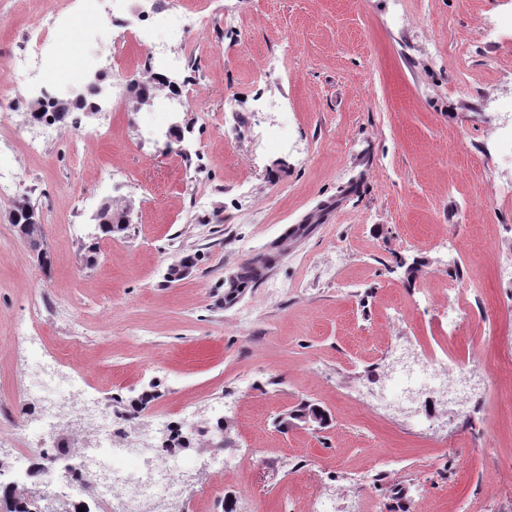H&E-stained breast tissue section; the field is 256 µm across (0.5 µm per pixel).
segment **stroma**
<instances>
[{"label": "stroma", "mask_w": 512, "mask_h": 512, "mask_svg": "<svg viewBox=\"0 0 512 512\" xmlns=\"http://www.w3.org/2000/svg\"><path fill=\"white\" fill-rule=\"evenodd\" d=\"M174 10L209 18L170 72L181 106L162 85L105 98L34 152L38 88L0 97L20 174L0 183V457L53 447L24 430L55 361L130 434L228 423L218 453L191 434L163 512H512V0H123L116 28L74 0H0V58L66 13L45 62L74 87ZM23 198L48 268L8 220ZM106 201L130 213L109 236ZM394 345L474 375L471 395L428 415L390 399ZM305 402L326 427L283 426Z\"/></svg>", "instance_id": "stroma-1"}]
</instances>
